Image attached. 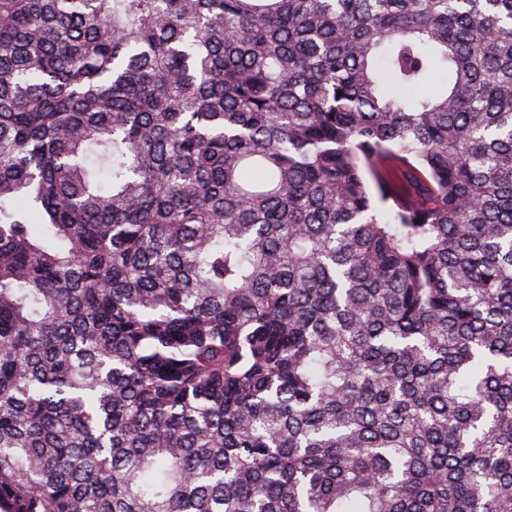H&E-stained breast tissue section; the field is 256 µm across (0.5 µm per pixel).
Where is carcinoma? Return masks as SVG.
Here are the masks:
<instances>
[{"instance_id":"obj_1","label":"carcinoma","mask_w":512,"mask_h":512,"mask_svg":"<svg viewBox=\"0 0 512 512\" xmlns=\"http://www.w3.org/2000/svg\"><path fill=\"white\" fill-rule=\"evenodd\" d=\"M0 512H512V0H0Z\"/></svg>"}]
</instances>
